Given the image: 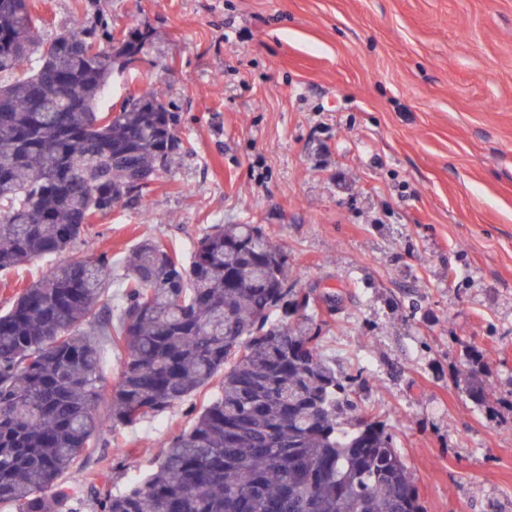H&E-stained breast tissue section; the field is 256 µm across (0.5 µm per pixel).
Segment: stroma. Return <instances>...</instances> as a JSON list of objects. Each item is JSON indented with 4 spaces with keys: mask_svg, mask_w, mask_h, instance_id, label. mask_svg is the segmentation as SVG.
I'll list each match as a JSON object with an SVG mask.
<instances>
[{
    "mask_svg": "<svg viewBox=\"0 0 512 512\" xmlns=\"http://www.w3.org/2000/svg\"><path fill=\"white\" fill-rule=\"evenodd\" d=\"M100 16L144 36L113 106L163 88L184 151L65 259L152 237L187 258L214 225H262L294 288L340 294L324 352L372 374L359 408L394 425L424 512H512V0H91ZM210 398L105 430L80 469L145 477Z\"/></svg>",
    "mask_w": 512,
    "mask_h": 512,
    "instance_id": "stroma-1",
    "label": "stroma"
}]
</instances>
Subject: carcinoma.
<instances>
[{"mask_svg": "<svg viewBox=\"0 0 512 512\" xmlns=\"http://www.w3.org/2000/svg\"><path fill=\"white\" fill-rule=\"evenodd\" d=\"M38 24L0 0V273L75 248L120 200L146 206L181 150L162 91L106 105L113 56L132 64L140 41L80 18L42 41ZM114 265L57 264L0 313V503L82 512L69 473L96 512H424L391 426L357 414L371 375L323 357L325 320L260 225H216L188 261L147 239ZM211 385L144 479L114 491L76 470L104 444L100 404L120 430Z\"/></svg>", "mask_w": 512, "mask_h": 512, "instance_id": "cac0c4a2", "label": "carcinoma"}]
</instances>
